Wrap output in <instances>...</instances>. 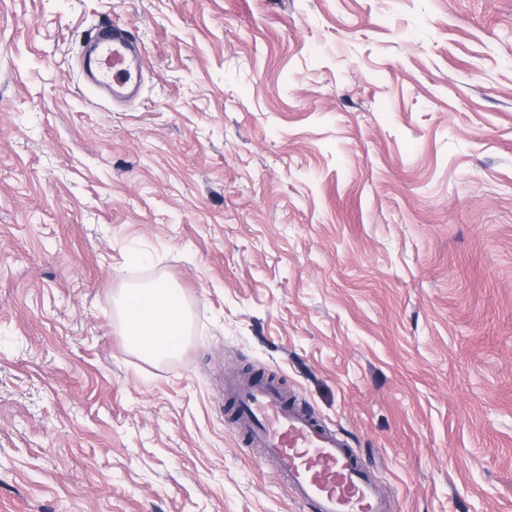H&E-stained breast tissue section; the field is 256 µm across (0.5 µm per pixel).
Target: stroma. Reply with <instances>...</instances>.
<instances>
[{"mask_svg":"<svg viewBox=\"0 0 512 512\" xmlns=\"http://www.w3.org/2000/svg\"><path fill=\"white\" fill-rule=\"evenodd\" d=\"M105 21L135 101L81 83ZM231 370L390 512H512V0H0V512H305ZM133 297L143 298L144 312L125 320L124 335L131 349L150 362L173 357L184 340L189 319L176 289L167 282L137 288Z\"/></svg>","mask_w":512,"mask_h":512,"instance_id":"stroma-1","label":"stroma"}]
</instances>
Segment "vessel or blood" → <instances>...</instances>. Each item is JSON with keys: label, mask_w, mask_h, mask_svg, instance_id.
<instances>
[{"label": "vessel or blood", "mask_w": 512, "mask_h": 512, "mask_svg": "<svg viewBox=\"0 0 512 512\" xmlns=\"http://www.w3.org/2000/svg\"><path fill=\"white\" fill-rule=\"evenodd\" d=\"M137 48L127 29L97 30L85 82L121 95L131 83ZM224 390L262 463L273 465L308 512H388L389 505L356 452L312 413L291 403L277 383L228 373Z\"/></svg>", "instance_id": "vessel-or-blood-1"}]
</instances>
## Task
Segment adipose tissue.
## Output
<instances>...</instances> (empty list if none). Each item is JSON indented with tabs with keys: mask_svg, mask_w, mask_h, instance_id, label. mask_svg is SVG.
I'll list each match as a JSON object with an SVG mask.
<instances>
[{
	"mask_svg": "<svg viewBox=\"0 0 512 512\" xmlns=\"http://www.w3.org/2000/svg\"><path fill=\"white\" fill-rule=\"evenodd\" d=\"M135 294L145 300L146 309L124 325L129 347L151 362L173 357L189 326L186 308L176 289L169 283L157 282L136 289Z\"/></svg>",
	"mask_w": 512,
	"mask_h": 512,
	"instance_id": "obj_1",
	"label": "adipose tissue"
}]
</instances>
